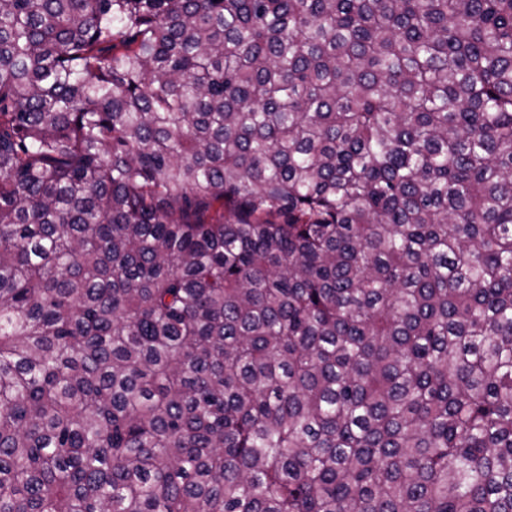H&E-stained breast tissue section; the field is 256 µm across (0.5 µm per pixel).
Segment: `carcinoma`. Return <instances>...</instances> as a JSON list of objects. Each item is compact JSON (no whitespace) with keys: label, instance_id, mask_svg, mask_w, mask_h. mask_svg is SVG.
I'll return each mask as SVG.
<instances>
[{"label":"carcinoma","instance_id":"obj_1","mask_svg":"<svg viewBox=\"0 0 512 512\" xmlns=\"http://www.w3.org/2000/svg\"><path fill=\"white\" fill-rule=\"evenodd\" d=\"M0 512H512V0H0Z\"/></svg>","mask_w":512,"mask_h":512}]
</instances>
